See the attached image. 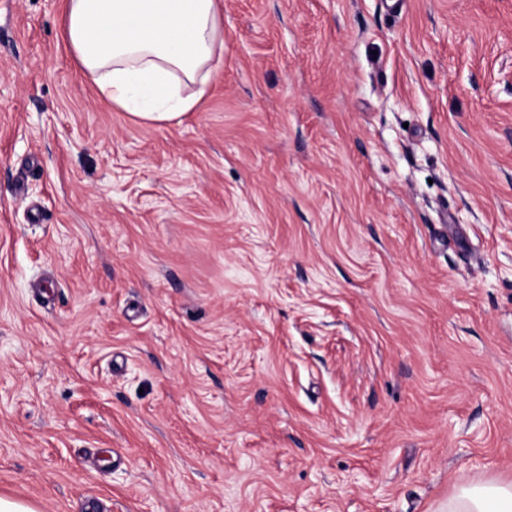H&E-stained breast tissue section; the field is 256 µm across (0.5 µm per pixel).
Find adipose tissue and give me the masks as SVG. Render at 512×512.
I'll list each match as a JSON object with an SVG mask.
<instances>
[{
	"instance_id": "obj_1",
	"label": "adipose tissue",
	"mask_w": 512,
	"mask_h": 512,
	"mask_svg": "<svg viewBox=\"0 0 512 512\" xmlns=\"http://www.w3.org/2000/svg\"><path fill=\"white\" fill-rule=\"evenodd\" d=\"M65 39L115 107L149 122L197 107L199 74L224 46L218 0H68ZM448 512H512V482L460 488Z\"/></svg>"
}]
</instances>
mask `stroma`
<instances>
[{
  "mask_svg": "<svg viewBox=\"0 0 512 512\" xmlns=\"http://www.w3.org/2000/svg\"><path fill=\"white\" fill-rule=\"evenodd\" d=\"M0 0V497L448 512L512 482V0H220L112 108Z\"/></svg>",
  "mask_w": 512,
  "mask_h": 512,
  "instance_id": "stroma-1",
  "label": "stroma"
}]
</instances>
